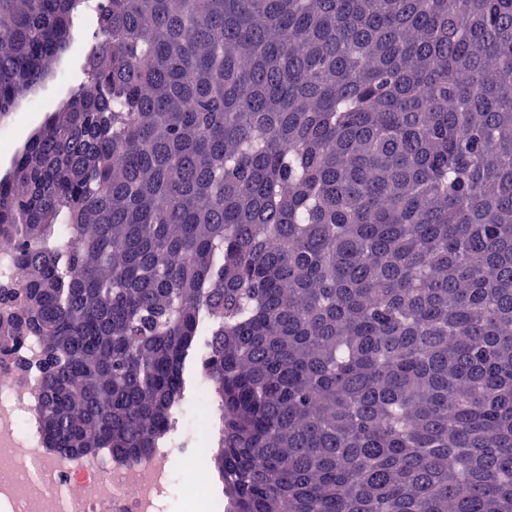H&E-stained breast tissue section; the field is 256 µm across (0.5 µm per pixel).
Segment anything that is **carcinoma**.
Wrapping results in <instances>:
<instances>
[{
    "mask_svg": "<svg viewBox=\"0 0 512 512\" xmlns=\"http://www.w3.org/2000/svg\"><path fill=\"white\" fill-rule=\"evenodd\" d=\"M88 9L0 0L1 116ZM94 13L0 179L47 445L146 456L194 365L229 512H512V0Z\"/></svg>",
    "mask_w": 512,
    "mask_h": 512,
    "instance_id": "cac0c4a2",
    "label": "carcinoma"
}]
</instances>
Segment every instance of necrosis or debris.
I'll return each mask as SVG.
<instances>
[{"mask_svg":"<svg viewBox=\"0 0 512 512\" xmlns=\"http://www.w3.org/2000/svg\"><path fill=\"white\" fill-rule=\"evenodd\" d=\"M34 373L0 370V512H164L174 473L206 499L190 512H224V489L201 463L220 436L219 405L206 396L175 409L177 436H162L146 458L126 461L100 449L91 458L46 447Z\"/></svg>","mask_w":512,"mask_h":512,"instance_id":"obj_1","label":"necrosis or debris"}]
</instances>
